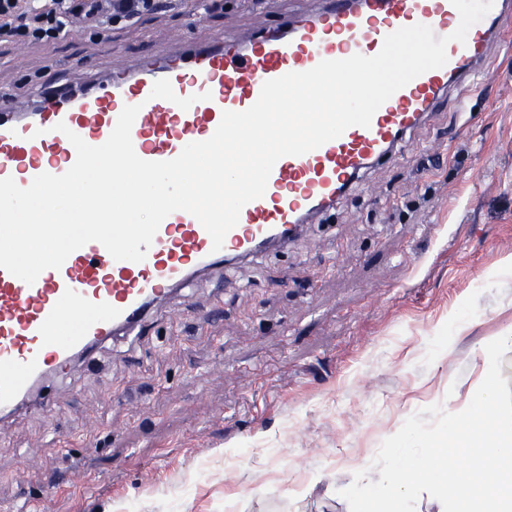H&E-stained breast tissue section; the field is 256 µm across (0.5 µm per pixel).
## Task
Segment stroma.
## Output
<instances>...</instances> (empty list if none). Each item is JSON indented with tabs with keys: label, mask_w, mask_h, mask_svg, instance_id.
Returning <instances> with one entry per match:
<instances>
[{
	"label": "stroma",
	"mask_w": 512,
	"mask_h": 512,
	"mask_svg": "<svg viewBox=\"0 0 512 512\" xmlns=\"http://www.w3.org/2000/svg\"><path fill=\"white\" fill-rule=\"evenodd\" d=\"M291 0H194L0 45L28 101L185 38L278 25ZM472 105L462 117L458 103ZM431 157L423 170L419 162ZM512 46L280 253L195 276L142 333L49 381L0 425V512H350L342 489L428 406L456 412L512 327Z\"/></svg>",
	"instance_id": "35a3bbf8"
}]
</instances>
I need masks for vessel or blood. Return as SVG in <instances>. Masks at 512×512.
<instances>
[{
  "instance_id": "1",
  "label": "vessel or blood",
  "mask_w": 512,
  "mask_h": 512,
  "mask_svg": "<svg viewBox=\"0 0 512 512\" xmlns=\"http://www.w3.org/2000/svg\"><path fill=\"white\" fill-rule=\"evenodd\" d=\"M511 18L512 0H494L465 42L448 44L446 65L395 92L369 127H349L313 151L279 159L263 197L242 208L220 250H213L194 216L175 211L140 262L114 260L91 242L31 285L0 269V420L25 407L49 375L63 374L75 354L142 329L157 302L193 273L254 257L273 238L291 241L299 225L333 207L374 161L396 151L454 84L485 63ZM459 22L451 0H320L241 40H188L105 69H85L69 84L40 85L28 106L1 96L0 179L26 187L41 173H65L76 159L67 132L101 145L123 107L135 104L141 107L131 131L136 154L147 161L173 159L188 143L210 138L223 112L251 107L267 80L323 60L376 55L385 37L402 27L423 24L443 37ZM159 79L169 80L178 96L206 92L210 98L186 110L151 98ZM60 122L66 132L56 131Z\"/></svg>"
}]
</instances>
